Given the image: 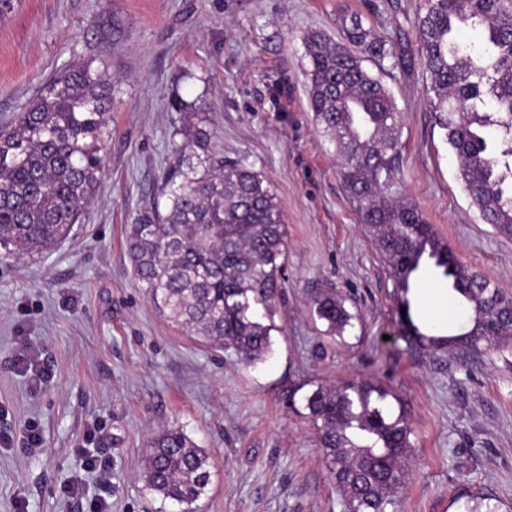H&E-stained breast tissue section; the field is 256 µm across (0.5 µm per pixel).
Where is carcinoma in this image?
Segmentation results:
<instances>
[{"mask_svg": "<svg viewBox=\"0 0 512 512\" xmlns=\"http://www.w3.org/2000/svg\"><path fill=\"white\" fill-rule=\"evenodd\" d=\"M479 29L489 54L451 39L460 26ZM422 60L434 94L436 123L459 162V178L481 220L512 238V166L500 169L489 129L512 157V10L504 0H425L417 18ZM345 41L314 32L304 38L310 109L334 145L339 175L359 221L388 262L406 340L424 349L481 353L512 340V294L457 259L420 208L398 195L395 180L401 111L386 85L364 67L385 43L358 19ZM88 59L61 70L9 123L0 125V249L41 255L68 239L93 199L104 166L103 137L112 82ZM191 111L175 134L180 162L162 194L166 213L141 211L126 232L139 282L160 315L211 347L230 346L246 364L271 346L283 289L288 241L284 214L270 187L247 165L212 152L216 131ZM443 270L468 326L458 335L425 334L410 314L413 278L422 262ZM313 313L330 335L343 336L354 316L342 298L320 294ZM371 382L319 386L305 396L318 448L346 512H386L413 472L410 429ZM211 478V457L176 427L150 439L141 479L147 488L195 512Z\"/></svg>", "mask_w": 512, "mask_h": 512, "instance_id": "carcinoma-1", "label": "carcinoma"}]
</instances>
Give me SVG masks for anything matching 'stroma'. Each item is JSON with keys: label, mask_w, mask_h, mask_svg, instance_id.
<instances>
[{"label": "stroma", "mask_w": 512, "mask_h": 512, "mask_svg": "<svg viewBox=\"0 0 512 512\" xmlns=\"http://www.w3.org/2000/svg\"><path fill=\"white\" fill-rule=\"evenodd\" d=\"M423 0H12L0 14V124L68 65L94 59L112 78L99 192L74 235L50 253L0 258V512H80L61 486L83 475L79 449L112 468L110 512H159L140 472L147 441L175 426L211 455L196 512H345L317 448L303 397L365 380L389 390L412 430L413 474L388 512H465L487 500L512 512V343L465 359L418 350L402 335L385 258L361 226L334 147L308 107L303 38H343L359 18L385 41L364 67L403 114L398 169L459 260L512 293V239L481 221L429 107L417 17ZM214 119L218 155L270 186L284 213L288 256L272 352L252 365L166 321L135 277L126 229L159 201L178 153L179 100ZM411 314L435 334L468 320L432 266L417 274ZM333 291L354 315L343 337L312 313ZM444 309L430 323L426 312ZM34 345L52 376L34 384L13 365ZM41 448L20 442L28 427Z\"/></svg>", "instance_id": "35a3bbf8"}]
</instances>
